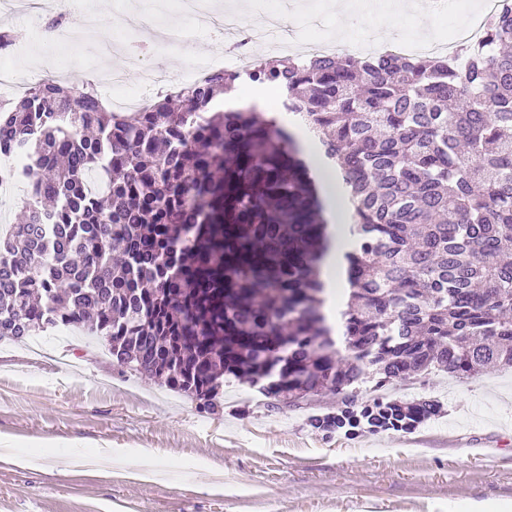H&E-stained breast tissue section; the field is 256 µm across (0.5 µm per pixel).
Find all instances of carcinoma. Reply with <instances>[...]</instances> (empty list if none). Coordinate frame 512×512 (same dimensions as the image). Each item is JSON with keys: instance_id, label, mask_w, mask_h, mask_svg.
Here are the masks:
<instances>
[{"instance_id": "1", "label": "carcinoma", "mask_w": 512, "mask_h": 512, "mask_svg": "<svg viewBox=\"0 0 512 512\" xmlns=\"http://www.w3.org/2000/svg\"><path fill=\"white\" fill-rule=\"evenodd\" d=\"M489 45L444 57L256 58L278 112L214 107L217 73L115 112L88 83L0 101V155L26 157L33 191L0 236V340L88 331L118 363L218 409L224 375L299 405L342 395L318 429L411 430L433 400L357 405L433 369L512 366V7ZM318 143L347 203L349 294L324 313L331 239Z\"/></svg>"}]
</instances>
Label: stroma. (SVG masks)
Wrapping results in <instances>:
<instances>
[{
	"label": "stroma",
	"instance_id": "35a3bbf8",
	"mask_svg": "<svg viewBox=\"0 0 512 512\" xmlns=\"http://www.w3.org/2000/svg\"><path fill=\"white\" fill-rule=\"evenodd\" d=\"M132 0H100L98 28L85 43L43 54L44 35L25 19L6 21L16 50L4 63L54 77L74 64L70 82L94 67L87 47L143 40L116 33L109 16ZM304 29L340 30L328 0H251L242 24L260 26L269 10ZM41 354L0 341V512H491L512 508V369L469 379L432 370L393 383L388 395L431 399L440 414L411 430L313 428L309 416L335 410L333 395L303 408L268 404L255 388L224 378L220 413L113 362L97 339L49 329Z\"/></svg>",
	"mask_w": 512,
	"mask_h": 512
}]
</instances>
